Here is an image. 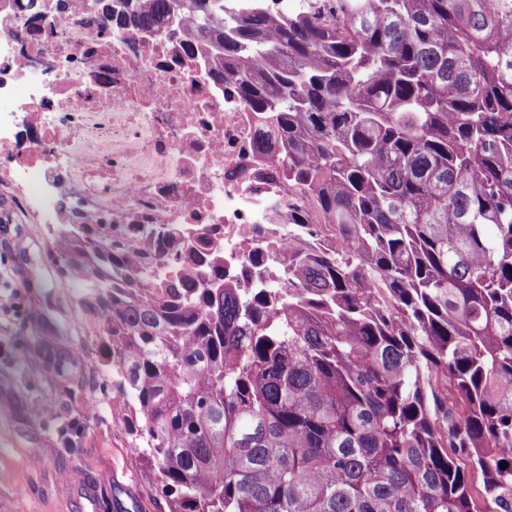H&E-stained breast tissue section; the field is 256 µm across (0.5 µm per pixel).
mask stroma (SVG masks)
Here are the masks:
<instances>
[{
	"label": "stroma",
	"mask_w": 512,
	"mask_h": 512,
	"mask_svg": "<svg viewBox=\"0 0 512 512\" xmlns=\"http://www.w3.org/2000/svg\"><path fill=\"white\" fill-rule=\"evenodd\" d=\"M52 236L33 215L0 223V512H163L112 412L107 349L79 310L83 288L45 257ZM75 345L83 370L65 383L54 353Z\"/></svg>",
	"instance_id": "35a3bbf8"
}]
</instances>
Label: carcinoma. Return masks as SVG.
<instances>
[{
	"label": "carcinoma",
	"instance_id": "cac0c4a2",
	"mask_svg": "<svg viewBox=\"0 0 512 512\" xmlns=\"http://www.w3.org/2000/svg\"><path fill=\"white\" fill-rule=\"evenodd\" d=\"M180 10L306 242L236 288L179 224L52 238L164 512H512V0L120 20Z\"/></svg>",
	"mask_w": 512,
	"mask_h": 512
}]
</instances>
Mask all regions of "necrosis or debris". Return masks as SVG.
<instances>
[{
	"instance_id": "4bbe7bcc",
	"label": "necrosis or debris",
	"mask_w": 512,
	"mask_h": 512,
	"mask_svg": "<svg viewBox=\"0 0 512 512\" xmlns=\"http://www.w3.org/2000/svg\"><path fill=\"white\" fill-rule=\"evenodd\" d=\"M181 15L121 29L90 0H0V220L213 225L224 281L293 241L259 127Z\"/></svg>"
}]
</instances>
